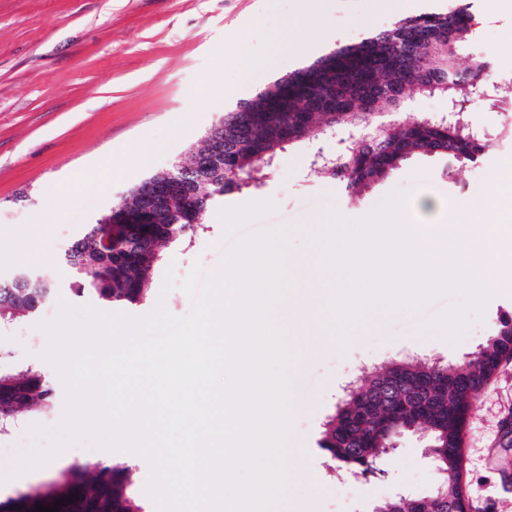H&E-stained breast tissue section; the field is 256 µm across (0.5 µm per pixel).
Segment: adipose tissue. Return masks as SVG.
Returning <instances> with one entry per match:
<instances>
[{
  "label": "adipose tissue",
  "mask_w": 512,
  "mask_h": 512,
  "mask_svg": "<svg viewBox=\"0 0 512 512\" xmlns=\"http://www.w3.org/2000/svg\"><path fill=\"white\" fill-rule=\"evenodd\" d=\"M420 207L424 223L398 224L389 232L398 259L392 274L401 281L406 303L422 300L417 288L421 281L438 284L451 279L459 287L479 281L480 291L474 296L479 302L495 291L503 278L512 276V225L474 222L481 212L503 210L500 194L459 201L454 221L448 225L432 219L440 208L438 201H424Z\"/></svg>",
  "instance_id": "obj_1"
}]
</instances>
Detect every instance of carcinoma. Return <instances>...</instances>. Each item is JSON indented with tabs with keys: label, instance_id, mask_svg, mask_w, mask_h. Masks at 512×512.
Segmentation results:
<instances>
[{
	"label": "carcinoma",
	"instance_id": "obj_1",
	"mask_svg": "<svg viewBox=\"0 0 512 512\" xmlns=\"http://www.w3.org/2000/svg\"><path fill=\"white\" fill-rule=\"evenodd\" d=\"M470 0H454L440 8L397 21L393 27L353 46L329 50L316 61L288 74L296 85L278 95L283 78L269 82L224 110V170L198 171L192 160L178 165L180 185L187 191L205 184L209 200L201 209L186 204L159 211L156 224H111L104 210L64 250L62 264L74 293L96 298L104 307L135 308L147 302L161 249L189 244L204 230L208 210L224 196L258 189L274 172L287 147L313 131L351 126L358 135L314 164L321 176L347 195L364 191L399 170L414 156L438 157L443 174L457 165L474 164L489 147L467 122V103L483 97L489 64H459V47L473 32ZM416 92L440 94L457 106V115L443 121L424 117L412 124L377 121L399 112ZM55 289L32 266L0 277V323L33 316L52 300ZM512 357V316L500 319L494 337L469 361L451 371L418 361H402L386 369L398 390L380 395L372 376L368 385L346 397L325 423L319 447L339 467L364 477L382 475L380 454L411 425L430 439L439 474L437 488L466 504L462 486V436L471 399L495 374L500 361ZM56 404L53 384L39 370H0V433L30 412L48 415ZM136 465L99 459L75 464L33 495L0 500V512H36V505L55 512H146L134 494ZM73 502H68V497ZM377 512H441L437 499L409 505L398 498L376 505Z\"/></svg>",
	"mask_w": 512,
	"mask_h": 512
}]
</instances>
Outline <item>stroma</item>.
<instances>
[{"instance_id": "stroma-1", "label": "stroma", "mask_w": 512, "mask_h": 512, "mask_svg": "<svg viewBox=\"0 0 512 512\" xmlns=\"http://www.w3.org/2000/svg\"><path fill=\"white\" fill-rule=\"evenodd\" d=\"M300 0H0V276L21 266L17 232L43 216L45 262L38 269L56 290L54 299L29 319L0 325V368L34 365L56 389L51 415L24 417L22 425L0 434V492L42 486L43 475H12L15 461L47 448L49 434L62 420L66 389L43 354L49 343L42 325L62 306L81 307L60 256L82 225L119 199L144 176L187 157L205 130L223 112V100L196 95L202 81L235 83L241 56L268 64L271 78L288 75L318 59L323 49L349 46L389 28L398 14L378 0H317L307 26L298 29ZM474 34L462 47L460 64L485 60L501 69V106L472 107L468 119L480 128L489 148L479 165H465L453 177L443 163L416 156L383 182L351 202L334 183L314 173V153L333 152L350 127L316 133L289 146L266 186L233 194L213 206L207 228L193 242L164 249L147 303L133 310L142 318L157 306L186 316L189 296L180 284L193 268L200 282L217 273L227 250L239 239L289 227V250L306 256L303 224L320 221L335 209L348 222L359 221L388 199H395L401 223L417 222L416 204L429 197L455 205L461 198L494 193L496 174L512 160V0H476ZM246 40H239L240 30ZM290 30L291 45L273 53V34ZM82 180L78 196L67 200L60 185ZM454 292L435 296L416 309L367 315L349 331L347 345H330L299 363L291 406L293 431L283 456L296 474L294 496L307 512H371L400 494L424 498L439 475L420 434L398 436L379 462L385 477L364 479L333 468L318 447L324 425L345 397L346 385L361 389L369 376L392 362L460 366L495 334L501 317L512 316V285L490 296L482 313L468 312L458 343L447 341L432 324L460 305ZM512 358L503 360L473 400L463 434L464 483L472 512H512Z\"/></svg>"}]
</instances>
